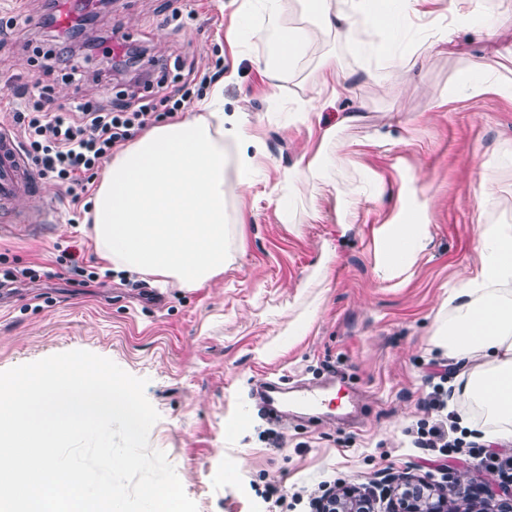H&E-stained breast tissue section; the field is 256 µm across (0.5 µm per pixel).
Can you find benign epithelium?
<instances>
[{
	"instance_id": "7a95c632",
	"label": "benign epithelium",
	"mask_w": 512,
	"mask_h": 512,
	"mask_svg": "<svg viewBox=\"0 0 512 512\" xmlns=\"http://www.w3.org/2000/svg\"><path fill=\"white\" fill-rule=\"evenodd\" d=\"M466 475L455 473L452 482L468 512H512V474L491 471L485 485L479 490L486 498L477 499ZM388 500L385 512H453L448 508V496L439 492L435 484L412 477H393L388 480L386 489L376 494L375 487L342 486L336 490V500L331 508L322 506L316 512H377L376 501Z\"/></svg>"
}]
</instances>
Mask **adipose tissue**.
<instances>
[{"label": "adipose tissue", "mask_w": 512, "mask_h": 512, "mask_svg": "<svg viewBox=\"0 0 512 512\" xmlns=\"http://www.w3.org/2000/svg\"><path fill=\"white\" fill-rule=\"evenodd\" d=\"M416 0H306L316 26L361 43L362 22L387 28L398 8ZM263 59L270 79H279L309 44L310 33L277 29L263 34ZM251 139L242 122L224 114L221 87H214L197 112L156 125L106 165L92 197L91 233L102 258L115 270H131L160 285L199 288L227 266L225 173L234 168L239 187L251 184ZM420 213L393 219L380 241L378 274L400 276L425 247ZM479 272L452 289L446 303L456 314L434 335L450 364L462 367L458 400L479 406L512 432V226L482 232Z\"/></svg>", "instance_id": "1"}]
</instances>
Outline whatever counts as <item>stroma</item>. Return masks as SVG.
Returning a JSON list of instances; mask_svg holds the SVG:
<instances>
[{
	"label": "stroma",
	"instance_id": "1",
	"mask_svg": "<svg viewBox=\"0 0 512 512\" xmlns=\"http://www.w3.org/2000/svg\"><path fill=\"white\" fill-rule=\"evenodd\" d=\"M49 0H0V110L17 104V84L51 87L56 102L137 95L167 110L170 91L152 73L128 85L101 50L82 82L42 68L36 38ZM100 35L123 32L147 55L178 63L182 78L221 65L224 112L254 136L253 184L238 190L227 172L226 247L231 264L201 288L160 287L134 273L112 274L104 287H81L56 262L71 244L102 272L90 226L74 222L64 186L43 180L16 200L25 212L49 203L43 224H22L0 237L18 267L36 262L52 275L19 279L0 292V371L71 350H87L147 379L159 414L151 448L165 452L198 512H313L336 485L361 486L402 473L445 483L448 474L484 476L467 449L445 468L425 461L413 432L426 418L443 361L431 338L453 318L444 301L478 273L484 225L512 226V95L474 94L465 84L472 58L499 57L512 69V0H422L401 16L395 34L366 28L357 54L343 36L316 31L302 0H107L96 6ZM278 22L314 38L279 80L264 72L256 30ZM452 42H445L448 28ZM421 68L398 71L417 50ZM344 70H371L339 99L317 94L327 59ZM363 104L364 120L321 144L336 112ZM391 142L368 145L375 130ZM322 152L319 180L289 193L301 155ZM381 178L382 196L367 193ZM424 209L425 249L400 277L376 272V232L401 207ZM358 209V224L338 226ZM293 392L332 379V398L315 414L289 411L277 421L255 398L262 378ZM286 495L264 502L266 482Z\"/></svg>",
	"mask_w": 512,
	"mask_h": 512
}]
</instances>
